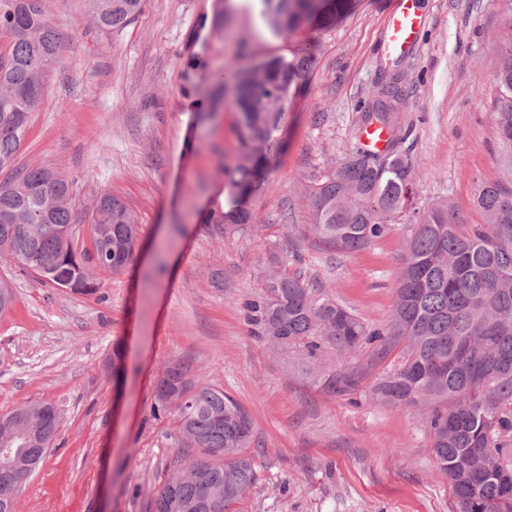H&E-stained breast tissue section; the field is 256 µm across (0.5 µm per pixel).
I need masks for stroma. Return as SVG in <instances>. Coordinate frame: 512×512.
Wrapping results in <instances>:
<instances>
[{
    "mask_svg": "<svg viewBox=\"0 0 512 512\" xmlns=\"http://www.w3.org/2000/svg\"><path fill=\"white\" fill-rule=\"evenodd\" d=\"M235 5L228 22L202 30L215 0H147L130 25L109 32L95 27L86 0L52 6L69 42L47 74L16 167L46 166L73 181L82 237L97 192L111 191L135 214L140 248L92 296L0 261L14 292L0 315V416L34 401L61 411L16 512H153V490L196 456L181 446L175 414L152 415L156 383L175 363L190 389L224 391L252 421L258 480L246 512H452L425 407L370 392L398 350L328 349L315 361L278 354L253 336L242 304L263 292L272 244L290 240L299 259L282 273L325 288L370 328L387 327L409 217L342 254L312 232L307 201L310 186L358 150L361 108L384 72L400 71L408 90L398 147L412 159L414 209L484 223L477 190L506 176L493 101L512 0H416L424 32L400 57L382 50L395 0H353L331 30L285 38L270 34L259 0ZM309 50L315 70L286 110L287 148L251 202L258 225L236 232L202 223L224 199L220 168L239 144L231 108L198 123L195 101L222 69ZM117 346L118 381L108 367ZM341 373L357 375L358 388L334 390L329 380Z\"/></svg>",
    "mask_w": 512,
    "mask_h": 512,
    "instance_id": "obj_1",
    "label": "stroma"
}]
</instances>
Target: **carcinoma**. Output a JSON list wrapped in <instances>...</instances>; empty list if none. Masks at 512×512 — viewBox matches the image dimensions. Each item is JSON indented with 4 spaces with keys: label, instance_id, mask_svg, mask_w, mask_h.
<instances>
[{
    "label": "carcinoma",
    "instance_id": "1",
    "mask_svg": "<svg viewBox=\"0 0 512 512\" xmlns=\"http://www.w3.org/2000/svg\"><path fill=\"white\" fill-rule=\"evenodd\" d=\"M270 32L286 36L301 28L326 31L350 0H260ZM48 0H0V256L42 282L76 294L102 288L99 274L122 273L132 262L139 225L134 213L107 190L98 193L89 234L92 248L78 245L73 229L74 184L38 167L14 168L32 113L41 105L46 72L61 62L66 38L53 24ZM145 0H87L92 22L120 30L143 11ZM313 51L286 60L271 57L247 69L219 74L207 96L214 106L237 112L239 154L227 177L224 205L206 224L243 227L256 222L249 202L268 183L285 107L307 85ZM499 97L494 116L506 180L483 186L476 204L486 224L471 229L433 209L415 224L395 289L387 329H371L299 276L276 266L296 260L289 241L269 257L263 294L244 303L253 334L277 351L299 348L315 359L334 347L340 354L362 345L398 361L373 388L394 406L423 403L437 469L448 479L454 512H512V44L495 76ZM404 90L393 74L362 114L365 127L394 130ZM414 179L405 152L357 153L308 193L312 227L333 251L361 250L392 230L390 218L412 208L405 192ZM159 381L154 415L176 412L181 442L196 448L179 479L168 477L153 491L154 512H244L246 494L258 481L248 453L252 424L221 390L187 392L184 366ZM61 413L45 403L0 417V431L15 439L8 464L0 458V512L29 468L41 465Z\"/></svg>",
    "mask_w": 512,
    "mask_h": 512
}]
</instances>
